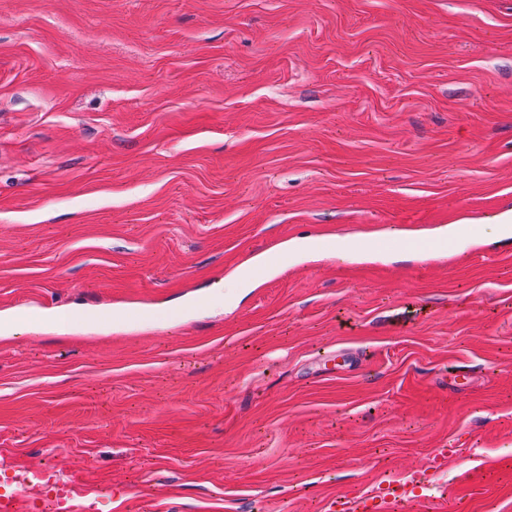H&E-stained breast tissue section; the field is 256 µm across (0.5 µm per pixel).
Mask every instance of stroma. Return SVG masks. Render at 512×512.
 I'll list each match as a JSON object with an SVG mask.
<instances>
[{"label":"stroma","instance_id":"stroma-1","mask_svg":"<svg viewBox=\"0 0 512 512\" xmlns=\"http://www.w3.org/2000/svg\"><path fill=\"white\" fill-rule=\"evenodd\" d=\"M510 207L512 0H0V452L92 512H512V238L405 252ZM306 237L374 253L214 304Z\"/></svg>","mask_w":512,"mask_h":512}]
</instances>
